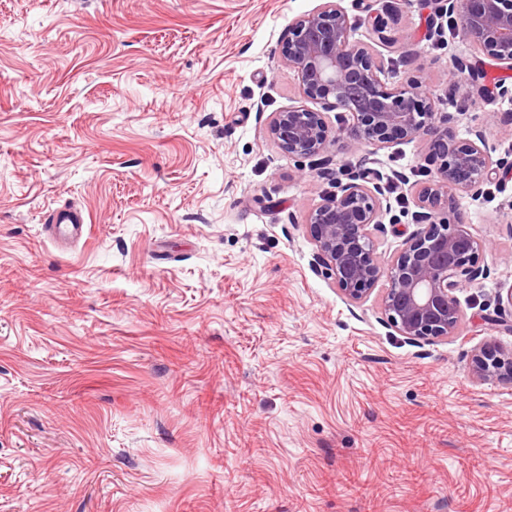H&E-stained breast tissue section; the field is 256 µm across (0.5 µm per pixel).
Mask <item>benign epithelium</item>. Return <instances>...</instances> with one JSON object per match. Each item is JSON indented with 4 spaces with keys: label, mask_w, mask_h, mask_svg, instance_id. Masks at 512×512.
I'll return each mask as SVG.
<instances>
[{
    "label": "benign epithelium",
    "mask_w": 512,
    "mask_h": 512,
    "mask_svg": "<svg viewBox=\"0 0 512 512\" xmlns=\"http://www.w3.org/2000/svg\"><path fill=\"white\" fill-rule=\"evenodd\" d=\"M430 30L443 23L461 41L481 52L496 67L512 71V0H429ZM358 24L337 0L298 17L288 31L282 56L300 80L303 97L321 109L290 106L274 113L268 134L291 157L307 158L332 143L349 140L376 149L417 137L429 139L435 176L416 191L418 211L403 248L384 262L378 256L373 227L380 224V177L350 182L325 196L309 213L306 229L315 245V264L329 271L341 293L364 301L381 278L388 286L381 314L404 341L424 345L456 336L462 311L456 292L463 283L485 275L479 265L481 241L462 216L453 211L456 193L477 197L493 180L512 173V150L494 156L483 129L459 137L454 116L441 118L429 93L417 79L387 86L381 79L373 48L356 37ZM467 75L469 91L455 102L469 111L473 96L491 104L512 100V87L483 83L482 72L465 57L453 60L448 96L456 94L455 75ZM343 110L351 122L334 129L326 110ZM472 372L483 383L512 384V351L486 345L476 350Z\"/></svg>",
    "instance_id": "obj_1"
}]
</instances>
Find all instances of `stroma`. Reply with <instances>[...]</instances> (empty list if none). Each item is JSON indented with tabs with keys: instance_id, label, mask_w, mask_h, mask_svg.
I'll use <instances>...</instances> for the list:
<instances>
[{
	"instance_id": "obj_1",
	"label": "stroma",
	"mask_w": 512,
	"mask_h": 512,
	"mask_svg": "<svg viewBox=\"0 0 512 512\" xmlns=\"http://www.w3.org/2000/svg\"><path fill=\"white\" fill-rule=\"evenodd\" d=\"M325 0H0V512H512V385L470 370L512 332V180L455 209L485 244L457 336L414 346L381 289L351 303L313 262L311 209L383 179L392 259L429 142L291 158L303 104L281 55ZM381 78L453 109L449 32L424 0H341ZM88 216L69 247L44 224Z\"/></svg>"
}]
</instances>
